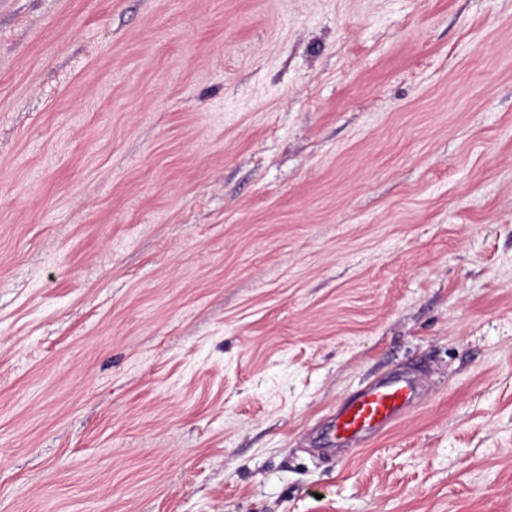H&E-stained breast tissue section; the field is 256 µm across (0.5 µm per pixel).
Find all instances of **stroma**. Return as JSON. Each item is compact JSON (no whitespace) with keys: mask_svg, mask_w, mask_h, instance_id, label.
<instances>
[{"mask_svg":"<svg viewBox=\"0 0 512 512\" xmlns=\"http://www.w3.org/2000/svg\"><path fill=\"white\" fill-rule=\"evenodd\" d=\"M0 512H512V0H0ZM418 379L392 377L365 387L336 414L327 434L333 448H346L360 437L376 433L401 416L418 395Z\"/></svg>","mask_w":512,"mask_h":512,"instance_id":"1","label":"stroma"}]
</instances>
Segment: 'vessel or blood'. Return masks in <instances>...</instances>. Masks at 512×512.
Instances as JSON below:
<instances>
[{
    "label": "vessel or blood",
    "instance_id": "1",
    "mask_svg": "<svg viewBox=\"0 0 512 512\" xmlns=\"http://www.w3.org/2000/svg\"><path fill=\"white\" fill-rule=\"evenodd\" d=\"M418 390V379L412 375L392 377L365 387L336 414L327 434L329 444L343 448L384 429L416 400Z\"/></svg>",
    "mask_w": 512,
    "mask_h": 512
}]
</instances>
